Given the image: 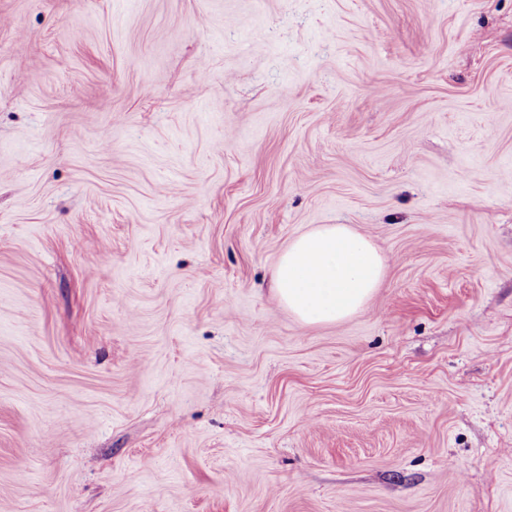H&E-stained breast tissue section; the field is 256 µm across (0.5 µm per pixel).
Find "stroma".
<instances>
[{
  "instance_id": "35a3bbf8",
  "label": "stroma",
  "mask_w": 512,
  "mask_h": 512,
  "mask_svg": "<svg viewBox=\"0 0 512 512\" xmlns=\"http://www.w3.org/2000/svg\"><path fill=\"white\" fill-rule=\"evenodd\" d=\"M0 512H512V0H0ZM384 270L370 239L347 224H321L280 255L271 290L302 325H332L365 309Z\"/></svg>"
}]
</instances>
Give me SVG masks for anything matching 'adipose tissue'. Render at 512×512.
<instances>
[{
  "label": "adipose tissue",
  "instance_id": "obj_1",
  "mask_svg": "<svg viewBox=\"0 0 512 512\" xmlns=\"http://www.w3.org/2000/svg\"><path fill=\"white\" fill-rule=\"evenodd\" d=\"M383 277L382 255L370 239L347 224H323L290 242L271 290L302 325H332L364 310Z\"/></svg>",
  "mask_w": 512,
  "mask_h": 512
}]
</instances>
